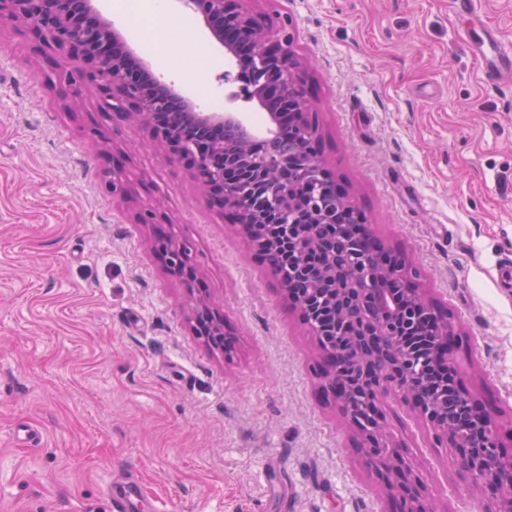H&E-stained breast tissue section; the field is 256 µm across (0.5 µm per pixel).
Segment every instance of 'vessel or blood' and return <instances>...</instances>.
<instances>
[{
	"label": "vessel or blood",
	"instance_id": "1",
	"mask_svg": "<svg viewBox=\"0 0 512 512\" xmlns=\"http://www.w3.org/2000/svg\"><path fill=\"white\" fill-rule=\"evenodd\" d=\"M456 12L469 23L471 51L488 80L496 81L512 72V47L499 39L492 26L476 7V0H454Z\"/></svg>",
	"mask_w": 512,
	"mask_h": 512
}]
</instances>
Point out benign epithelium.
<instances>
[{
	"label": "benign epithelium",
	"instance_id": "benign-epithelium-1",
	"mask_svg": "<svg viewBox=\"0 0 512 512\" xmlns=\"http://www.w3.org/2000/svg\"><path fill=\"white\" fill-rule=\"evenodd\" d=\"M184 8L198 14L205 27L227 52L235 53L234 44L224 38L229 34L255 45L248 68L239 73L248 85L247 96L259 104L278 100L281 110L271 114L273 131H279L281 113L286 112L298 125L294 147L293 177L266 193L265 206L274 209L288 236L293 238L296 261L278 280L286 293L290 282L305 276L301 258L310 249H324L330 255L326 278L346 277V287L337 289L335 300L346 301L342 316L354 322L358 335L348 346L318 345L321 356L336 359L341 374L354 367L361 373V390L333 395L336 407L355 432V447L362 449L365 460L388 491L389 512H433L425 481L412 473L401 447L394 444L387 432L386 415L373 411L385 397L392 396L409 405L430 425L435 441L451 448L460 472L480 482L484 495L497 505V512H512V428L493 429V410L478 396L467 393L466 407L470 420L466 427H448L446 407L432 400L425 406L416 404L413 396L415 380L424 364L436 358L442 345L457 348L460 337L448 322L439 323L435 345L422 354L408 352L392 335L391 323L400 314V303L394 300L388 284L406 276L400 260L389 256L379 264L362 265L349 252H338L320 238L295 234V208L307 201L313 216L325 223V213L317 209V199L325 192L323 181L327 172L320 139L298 63L290 50L292 37L282 33L273 20L261 19L240 5V0H179ZM0 21H20L40 54L54 55V68L47 80H58L73 93L89 78L96 82L102 99L101 110L112 118L126 122L132 118L151 128L167 155L186 165L191 179L199 187L209 208L234 224H257L263 220L259 208L243 192L240 185L224 174V152L221 147L196 136L195 130H218L224 126L236 130L246 140L250 133L232 112H197L195 106L173 89L165 86L158 93L143 87L127 76L121 56L113 45L121 31L96 9L94 0H0ZM79 61L83 69L70 68ZM177 100L187 111L190 126L166 132L159 128L161 116L167 112L169 100ZM284 158L270 155L257 161L248 155L237 158L236 166L252 173L255 168L268 177L279 176ZM112 185L108 190L120 199L130 196L122 179L119 163L112 164ZM343 210L353 214L357 232L364 235L369 227L365 217L350 197H345ZM159 235L156 249L169 272L192 294L193 322L196 335L206 339L224 338L216 347L231 348L224 316L203 296L194 295L199 272L192 263V247L175 235L172 225ZM414 308L427 317L434 305L422 291L409 294Z\"/></svg>",
	"mask_w": 512,
	"mask_h": 512
}]
</instances>
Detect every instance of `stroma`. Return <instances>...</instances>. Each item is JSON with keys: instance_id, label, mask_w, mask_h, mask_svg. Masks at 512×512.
Segmentation results:
<instances>
[{"instance_id": "obj_1", "label": "stroma", "mask_w": 512, "mask_h": 512, "mask_svg": "<svg viewBox=\"0 0 512 512\" xmlns=\"http://www.w3.org/2000/svg\"><path fill=\"white\" fill-rule=\"evenodd\" d=\"M128 45L198 108L260 107L200 18L168 0L157 43ZM288 20L326 165L372 233L417 266L470 339L458 376L512 421V77L489 82L452 0H245ZM20 23H0V512H386L354 434L320 393L317 344L238 225L224 223L146 128L112 124L93 82L60 98ZM207 47L216 65L199 68ZM122 152L131 196L104 188ZM151 206L193 246L231 355L193 331L190 300L137 220ZM382 410L435 512H495L450 449L395 398ZM38 444L17 443L21 425Z\"/></svg>"}]
</instances>
